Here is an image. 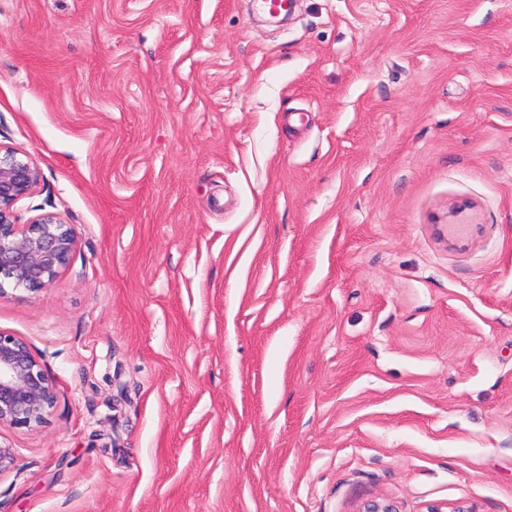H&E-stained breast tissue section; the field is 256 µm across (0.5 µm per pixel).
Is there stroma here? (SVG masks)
I'll return each mask as SVG.
<instances>
[{
  "mask_svg": "<svg viewBox=\"0 0 512 512\" xmlns=\"http://www.w3.org/2000/svg\"><path fill=\"white\" fill-rule=\"evenodd\" d=\"M0 145V512H512V0H0ZM41 180L30 157L0 146V296L5 285L36 291L51 284L77 246L74 229L55 213L16 224L15 204L33 195ZM54 399L53 384L28 344L0 330V426L36 430Z\"/></svg>",
  "mask_w": 512,
  "mask_h": 512,
  "instance_id": "stroma-1",
  "label": "stroma"
}]
</instances>
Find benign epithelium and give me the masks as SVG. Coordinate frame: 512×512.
Listing matches in <instances>:
<instances>
[{
    "instance_id": "7a95c632",
    "label": "benign epithelium",
    "mask_w": 512,
    "mask_h": 512,
    "mask_svg": "<svg viewBox=\"0 0 512 512\" xmlns=\"http://www.w3.org/2000/svg\"><path fill=\"white\" fill-rule=\"evenodd\" d=\"M41 180L30 157L0 147V295L7 285L36 291L51 284L77 246L74 229L55 213L16 223L15 204ZM54 403L53 384L28 344L0 331V426L36 430Z\"/></svg>"
}]
</instances>
